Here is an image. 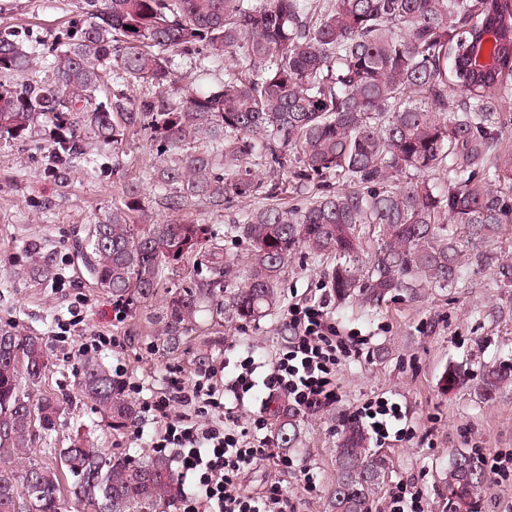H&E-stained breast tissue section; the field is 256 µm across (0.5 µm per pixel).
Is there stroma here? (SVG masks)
<instances>
[{"label": "stroma", "mask_w": 512, "mask_h": 512, "mask_svg": "<svg viewBox=\"0 0 512 512\" xmlns=\"http://www.w3.org/2000/svg\"><path fill=\"white\" fill-rule=\"evenodd\" d=\"M78 17L76 0H0V29L13 31L25 46L51 47ZM155 161L147 134L132 131L117 147L94 143L85 157L72 163L63 184L49 174L38 138L0 143V323L13 325L21 335L51 341L54 359L45 379L23 391L34 399L53 393L65 407L52 434L34 436L29 457L49 460L50 449L67 447L79 436L114 456L148 452L157 424L140 418L127 429L112 430L79 393L83 358L78 348L91 336L102 333L119 340V347L98 357L109 368H122L126 380L140 386L135 397L140 403L166 396L175 372L192 380L202 366L249 354L258 364H270L289 337V305L320 298L326 299L328 312L344 331L367 337L366 353L337 365L339 401L299 416L297 441L287 451L291 469L284 473L271 462L260 463L243 473L246 491L258 492L276 479L288 491L286 512H331L336 420L379 398L401 407L412 434L382 444L368 437V448L386 461L372 512H385L392 491L406 482L421 490L425 512H448L446 477L453 452L512 451V383L490 395L481 389L486 368L512 363V287L498 285L488 267L469 265L452 287L393 291L369 305L358 297L338 301L326 276L330 260L300 253L284 276L281 302L269 316L255 323L228 317L219 325L205 322L174 354L162 351L156 336L162 300L116 319L111 295L97 286L73 242L86 237L90 225L110 211L121 183L136 182L146 198H153L150 167ZM270 201L259 195L232 200L220 211L196 206L187 216L221 227ZM33 241L40 242L54 266L56 275L50 281L16 276ZM75 310L81 318L76 335L54 341L58 323L69 320ZM449 369L461 375L451 389L441 379ZM309 478L316 485L311 492L305 489Z\"/></svg>", "instance_id": "obj_1"}]
</instances>
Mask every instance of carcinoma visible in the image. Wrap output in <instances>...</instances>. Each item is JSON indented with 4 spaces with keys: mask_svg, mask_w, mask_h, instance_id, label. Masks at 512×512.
Masks as SVG:
<instances>
[{
    "mask_svg": "<svg viewBox=\"0 0 512 512\" xmlns=\"http://www.w3.org/2000/svg\"><path fill=\"white\" fill-rule=\"evenodd\" d=\"M82 20L52 49L51 78H29L40 48L0 31V141L43 131L52 176L68 180L72 161L95 141L120 145L140 129L156 143L152 203L178 214L203 203L219 210L234 199L272 196L289 176L302 186L328 178L352 185L304 208L251 210L224 231L186 219H148L135 182L89 229L85 259L97 285L127 309L149 306L165 267L204 254L223 256L224 239L252 248L235 283L230 262H216L169 291L158 340L179 351L201 313L251 322L269 314L282 275L301 251L336 259L328 272L340 299L355 289L371 303L394 290L447 288L462 280L461 241L495 237L512 223L499 190L512 179V157L493 161L512 101V0H78ZM224 66L208 92L175 86V59L198 70ZM154 92L120 91L98 101L104 77ZM458 92L448 96V87ZM457 224L465 239L448 233ZM374 248L368 264L360 263ZM53 270L37 244L19 278L48 280ZM53 353L39 336L0 325V512H62V475L26 456L34 422L55 430L62 403L20 393L42 383ZM512 381L493 367L492 392ZM112 429L128 427L135 403L102 363L86 359L78 383ZM299 413L284 411L279 448L297 441ZM355 421L336 448L333 512H369L382 460L366 448ZM74 502L94 512H168L181 483L168 457L112 456L87 439L59 450ZM485 482L479 457L457 451L448 493L476 501Z\"/></svg>",
    "mask_w": 512,
    "mask_h": 512,
    "instance_id": "cac0c4a2",
    "label": "carcinoma"
}]
</instances>
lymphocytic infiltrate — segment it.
I'll list each match as a JSON object with an SVG mask.
<instances>
[{"label":"lymphocytic infiltrate","instance_id":"obj_1","mask_svg":"<svg viewBox=\"0 0 512 512\" xmlns=\"http://www.w3.org/2000/svg\"><path fill=\"white\" fill-rule=\"evenodd\" d=\"M288 329L286 351L265 372H258L252 357L241 360L234 388L246 394L264 386L302 413L333 405L339 398L336 366L341 359L361 355V339L343 333L323 300L290 305ZM218 374L212 366L195 381L170 377L169 396L144 407L161 425L151 448L162 454L174 451L181 476L193 482L195 493L181 498L183 512H284L287 491L281 483L266 485L256 496L242 488L240 476L263 461L285 470L290 460L253 442V432L269 425L266 410L241 426L235 409L224 403Z\"/></svg>","mask_w":512,"mask_h":512}]
</instances>
